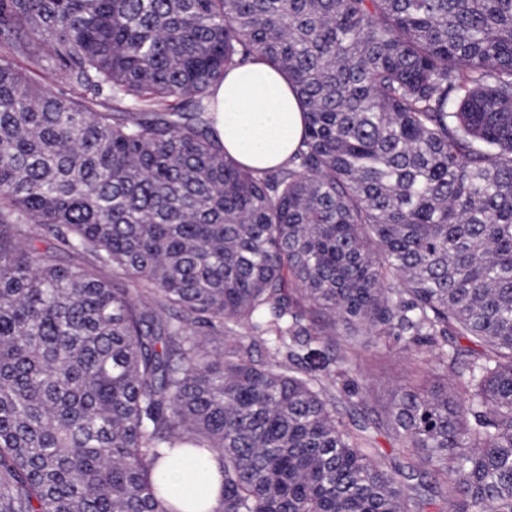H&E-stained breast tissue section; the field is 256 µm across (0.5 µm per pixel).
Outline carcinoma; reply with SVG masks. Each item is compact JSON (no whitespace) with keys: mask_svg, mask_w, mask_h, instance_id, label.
<instances>
[{"mask_svg":"<svg viewBox=\"0 0 512 512\" xmlns=\"http://www.w3.org/2000/svg\"><path fill=\"white\" fill-rule=\"evenodd\" d=\"M259 60L266 171L212 127ZM390 341L454 386L350 427ZM208 454L218 512H512V0H0V512H181ZM212 109L224 151L249 167L284 165L304 132L295 89L282 73L262 62L229 71L214 90ZM158 473L177 488L185 489L192 494L196 487H202L206 493L203 512H216L221 506V477L218 464L215 460H208L194 467L160 462Z\"/></svg>","mask_w":512,"mask_h":512,"instance_id":"1","label":"carcinoma"}]
</instances>
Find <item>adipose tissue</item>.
<instances>
[{"instance_id": "ef3b65f1", "label": "adipose tissue", "mask_w": 512, "mask_h": 512, "mask_svg": "<svg viewBox=\"0 0 512 512\" xmlns=\"http://www.w3.org/2000/svg\"><path fill=\"white\" fill-rule=\"evenodd\" d=\"M214 129L224 150L243 165L271 169L287 163L297 148L304 118L295 89L279 71L252 62L229 71L212 97ZM158 471L175 487L206 493L205 512L221 506L216 461L194 467L161 462Z\"/></svg>"}]
</instances>
